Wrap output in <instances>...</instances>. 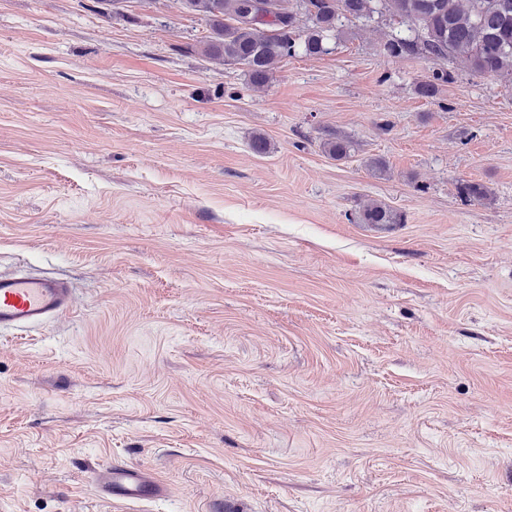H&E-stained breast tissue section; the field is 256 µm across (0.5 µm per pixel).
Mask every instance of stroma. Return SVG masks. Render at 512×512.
Masks as SVG:
<instances>
[{
	"mask_svg": "<svg viewBox=\"0 0 512 512\" xmlns=\"http://www.w3.org/2000/svg\"><path fill=\"white\" fill-rule=\"evenodd\" d=\"M397 29L255 89L174 0H0V273L75 290L0 332V512H512V91ZM358 221L360 224L384 229L395 224H402L403 216L385 203L370 201L359 211ZM95 478L99 494L111 502L151 500L164 490L162 483L137 467L108 465Z\"/></svg>",
	"mask_w": 512,
	"mask_h": 512,
	"instance_id": "35a3bbf8",
	"label": "stroma"
}]
</instances>
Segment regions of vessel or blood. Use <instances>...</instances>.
<instances>
[{"instance_id": "1", "label": "vessel or blood", "mask_w": 512, "mask_h": 512, "mask_svg": "<svg viewBox=\"0 0 512 512\" xmlns=\"http://www.w3.org/2000/svg\"><path fill=\"white\" fill-rule=\"evenodd\" d=\"M73 288L63 279L40 275H0V329L45 324L67 312ZM99 494L106 500H151L164 486L145 471L131 466L108 465L96 473Z\"/></svg>"}]
</instances>
